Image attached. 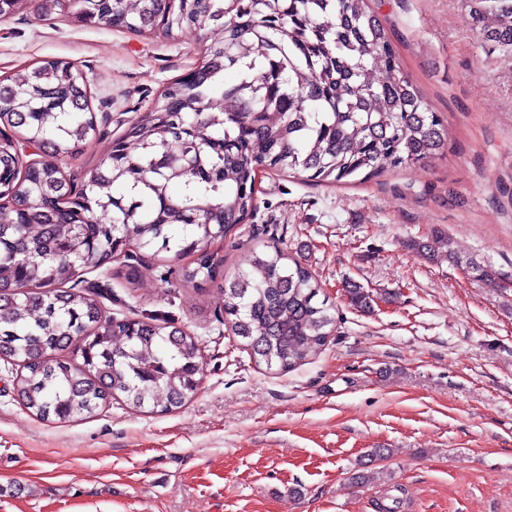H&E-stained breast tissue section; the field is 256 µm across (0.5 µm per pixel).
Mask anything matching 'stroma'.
Masks as SVG:
<instances>
[{
	"mask_svg": "<svg viewBox=\"0 0 512 512\" xmlns=\"http://www.w3.org/2000/svg\"><path fill=\"white\" fill-rule=\"evenodd\" d=\"M370 6L447 122V150L353 184L260 173L253 212L213 245L228 274L270 244L301 259L335 307L325 346L290 372L256 365L218 288L177 282L174 257L143 256L132 286L87 273L112 316L198 338L200 387L170 413L116 398L88 419L43 421L0 360V512H380L395 486L400 512H512V54L483 47L464 0ZM210 36L42 21L30 5L0 18V78L47 57L84 71L99 132L60 159L76 176L200 65ZM438 232L457 262L415 250ZM350 283L374 294L371 312L349 304ZM373 448L389 451L377 478L354 483Z\"/></svg>",
	"mask_w": 512,
	"mask_h": 512,
	"instance_id": "1",
	"label": "stroma"
}]
</instances>
